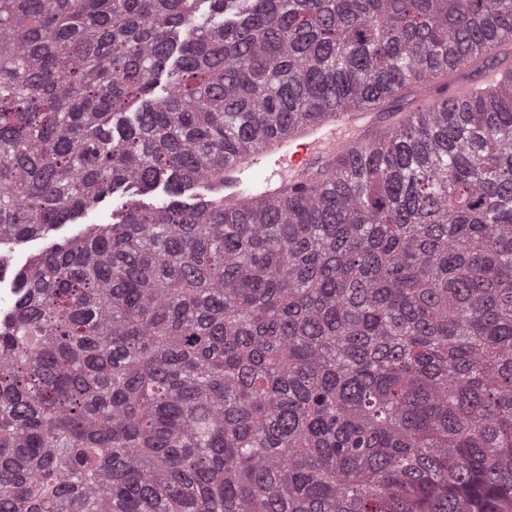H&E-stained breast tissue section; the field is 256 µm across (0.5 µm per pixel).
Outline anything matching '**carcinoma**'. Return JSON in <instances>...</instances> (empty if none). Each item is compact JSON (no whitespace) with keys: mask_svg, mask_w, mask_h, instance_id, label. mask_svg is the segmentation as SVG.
Instances as JSON below:
<instances>
[{"mask_svg":"<svg viewBox=\"0 0 512 512\" xmlns=\"http://www.w3.org/2000/svg\"><path fill=\"white\" fill-rule=\"evenodd\" d=\"M503 45L512 0H0V243L140 196L19 274L0 512H512ZM386 102L278 201L141 200ZM497 77L498 71H489L485 74L482 84L496 82ZM482 84L473 83L465 79L448 82V96L459 101L465 100L472 93L479 90Z\"/></svg>","mask_w":512,"mask_h":512,"instance_id":"carcinoma-1","label":"carcinoma"}]
</instances>
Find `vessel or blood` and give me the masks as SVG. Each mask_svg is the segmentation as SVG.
I'll return each mask as SVG.
<instances>
[{"mask_svg": "<svg viewBox=\"0 0 512 512\" xmlns=\"http://www.w3.org/2000/svg\"><path fill=\"white\" fill-rule=\"evenodd\" d=\"M382 123L377 112L336 113L328 120L303 126L289 138L270 142L264 151L250 154L245 163L225 169L223 182H207L203 188L207 196L227 203L235 200L249 185L256 186L267 199H279L284 182L276 178L275 166L285 163L294 172L307 171L319 157L331 156L363 143L368 132Z\"/></svg>", "mask_w": 512, "mask_h": 512, "instance_id": "vessel-or-blood-1", "label": "vessel or blood"}]
</instances>
